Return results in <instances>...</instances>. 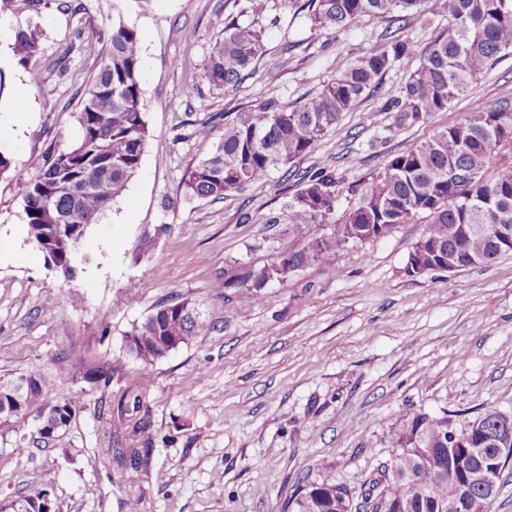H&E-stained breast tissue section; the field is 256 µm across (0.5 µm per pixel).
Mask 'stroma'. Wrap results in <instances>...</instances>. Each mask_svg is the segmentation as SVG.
<instances>
[{
    "mask_svg": "<svg viewBox=\"0 0 512 512\" xmlns=\"http://www.w3.org/2000/svg\"><path fill=\"white\" fill-rule=\"evenodd\" d=\"M81 2L76 13L41 14L43 61L65 52L68 69L44 72L24 111L14 101L27 69L15 59L0 65V117L16 120L14 168L0 177V377L41 369L52 395L71 394L79 406L52 439L40 438L30 418L0 434V499L30 495L38 484L54 512H128L133 496L139 512H284L300 486L355 490L379 477L406 412H445L459 425L488 408L512 415V255L409 275L408 255L424 230L417 219L346 245L332 265L269 282L245 304L219 281L330 235L357 196L343 192L327 223L299 232L287 222L296 181L279 170L218 202L183 197L186 173L220 141L216 116L271 97L299 104L380 46L394 24L363 19L339 32L314 30L294 0H269L259 23L268 55L282 63L276 78L257 63L239 85L218 90L203 64L247 0ZM120 19L140 35L148 145L125 195L91 226L82 270L69 282L26 243L18 182L34 175L32 158L72 136L79 90L101 50L97 35ZM407 75L406 66L392 68L381 90L297 160V171L327 164L345 183L367 182L388 158L464 122L474 106L512 105L508 56L448 111L392 133L387 92ZM161 224L168 231L159 236ZM74 293L81 303H72ZM167 299L202 302L217 326L142 365L128 356L126 335ZM62 354L73 380L54 378ZM103 359L119 376L107 385L86 380ZM118 419L125 427L114 437L108 424ZM121 448L145 450L146 465L132 469Z\"/></svg>",
    "mask_w": 512,
    "mask_h": 512,
    "instance_id": "stroma-1",
    "label": "stroma"
}]
</instances>
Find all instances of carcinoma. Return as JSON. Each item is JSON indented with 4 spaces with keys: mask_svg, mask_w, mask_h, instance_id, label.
Returning <instances> with one entry per match:
<instances>
[{
    "mask_svg": "<svg viewBox=\"0 0 512 512\" xmlns=\"http://www.w3.org/2000/svg\"><path fill=\"white\" fill-rule=\"evenodd\" d=\"M448 13V27L423 49L389 33L386 42L361 56L320 91L290 107L277 99L224 122L215 152L200 160L182 181L188 199L217 201L264 180L274 169L307 155L342 114L364 96L376 93L396 64L415 56L418 65L391 91L385 111L393 113L391 128L399 131L446 112L478 76L512 55V0H438ZM426 0H306L307 19L317 29L344 30L362 18L408 22L425 11ZM73 13L82 4L72 0H0V12L16 18L13 49L31 75L42 74L45 32L34 16L51 7ZM267 0H248L253 21L235 18L224 23L204 67L208 83L223 89L239 83L257 61L276 73L279 59L266 56L264 29L258 18ZM102 55L85 84L77 113V131L62 148L36 164V175L19 183L26 237L45 261L66 278L74 276L69 235L80 241L112 209L141 167L148 143L143 112L142 58L136 28L120 19L112 31L99 36ZM512 147V108L478 106L465 122L446 127L415 148L388 160L384 170L365 184L357 207L347 213L342 231L307 242L243 280H226L218 288H236L243 302L256 299L273 280L286 282L298 270L332 261L345 244L385 235L398 224L420 215L425 231L413 248L411 262L421 270L442 268V261L459 266L489 265L512 255V237L499 229L512 225V168H501L502 151ZM340 180L328 166L300 175L298 189L288 201V223L301 227L325 221L336 208ZM214 324L188 299L156 305L128 333L129 355L151 365L171 352L166 338L187 345L208 334ZM118 373L112 363L90 366L85 377L109 384ZM19 380L28 383L27 409L61 413L63 429L70 427L76 400L49 397L48 379L32 368L0 377V387ZM448 414L402 416L392 434L395 452L385 466L388 485L373 480L353 505L350 488L327 482L308 491L301 487L288 499L287 512H340L345 504L368 512H448L451 466ZM420 446L427 454L413 458L405 449ZM47 490L34 486L22 499H3L0 512H37L35 501Z\"/></svg>",
    "mask_w": 512,
    "mask_h": 512,
    "instance_id": "carcinoma-1",
    "label": "carcinoma"
}]
</instances>
